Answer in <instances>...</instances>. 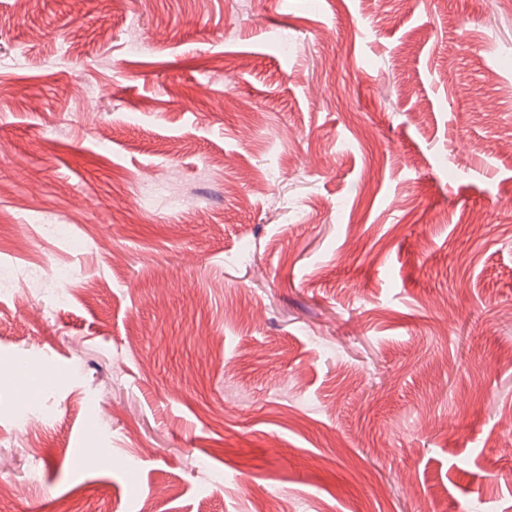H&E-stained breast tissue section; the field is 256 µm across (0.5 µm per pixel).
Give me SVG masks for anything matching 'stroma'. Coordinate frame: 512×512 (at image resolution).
<instances>
[{"label": "stroma", "mask_w": 512, "mask_h": 512, "mask_svg": "<svg viewBox=\"0 0 512 512\" xmlns=\"http://www.w3.org/2000/svg\"><path fill=\"white\" fill-rule=\"evenodd\" d=\"M510 131L505 0H0L13 512H512ZM50 232L57 241L74 251L85 249L86 240L76 234L72 224H51Z\"/></svg>", "instance_id": "1"}]
</instances>
